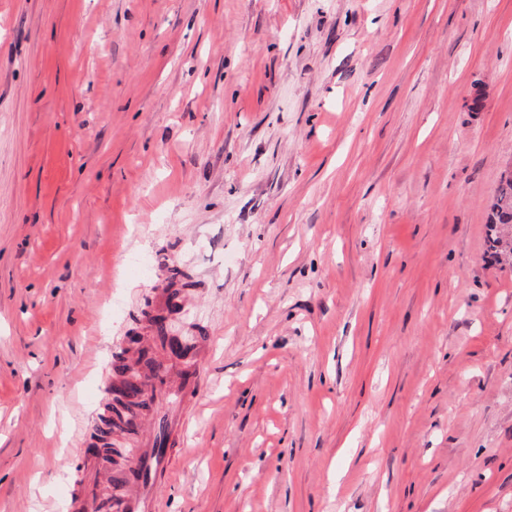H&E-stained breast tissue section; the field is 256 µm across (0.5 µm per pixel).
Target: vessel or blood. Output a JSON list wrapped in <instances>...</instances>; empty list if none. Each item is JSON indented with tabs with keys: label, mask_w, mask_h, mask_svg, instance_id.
Instances as JSON below:
<instances>
[{
	"label": "vessel or blood",
	"mask_w": 512,
	"mask_h": 512,
	"mask_svg": "<svg viewBox=\"0 0 512 512\" xmlns=\"http://www.w3.org/2000/svg\"><path fill=\"white\" fill-rule=\"evenodd\" d=\"M202 374L199 370L175 369L167 378L177 411L152 414L147 428L151 433L148 447L132 458L124 482L128 491L122 512H157L156 487L173 480L177 471V448L200 401ZM112 482L110 471L96 463H87L81 483L73 485L68 498L72 512H112V501L106 494Z\"/></svg>",
	"instance_id": "obj_1"
}]
</instances>
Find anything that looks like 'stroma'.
Here are the masks:
<instances>
[{
	"label": "stroma",
	"instance_id": "obj_1",
	"mask_svg": "<svg viewBox=\"0 0 512 512\" xmlns=\"http://www.w3.org/2000/svg\"><path fill=\"white\" fill-rule=\"evenodd\" d=\"M511 160L512 0H0V512H68L161 290V512H512ZM512 228V176H501L486 224V254L501 264L505 249L502 246L507 228ZM178 406L175 412L153 413L148 418L151 433L148 448L140 449L132 458L124 482L128 491L121 512H156L159 510L154 491L174 479L177 471V449L181 433L186 429L200 401L201 371L175 369L164 371ZM179 446V447H177Z\"/></svg>",
	"mask_w": 512,
	"mask_h": 512
}]
</instances>
